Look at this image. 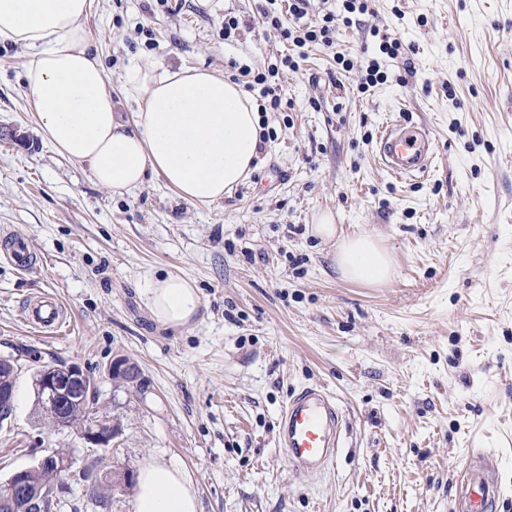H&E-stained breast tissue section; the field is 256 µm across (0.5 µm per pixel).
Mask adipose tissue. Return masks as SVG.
I'll use <instances>...</instances> for the list:
<instances>
[{"instance_id":"obj_1","label":"adipose tissue","mask_w":512,"mask_h":512,"mask_svg":"<svg viewBox=\"0 0 512 512\" xmlns=\"http://www.w3.org/2000/svg\"><path fill=\"white\" fill-rule=\"evenodd\" d=\"M92 0H0V40L30 48L24 93L39 131L63 157L87 165L93 181L114 193L139 189L147 173L163 178L191 204L223 199L249 177L261 124L240 85L204 68L133 66L127 91L143 106L133 124L119 120L110 80L92 48ZM340 276L380 284L393 273L378 241H340ZM153 319L177 329L197 321L201 299L192 280L167 273L144 293ZM135 512H200L196 489L178 464L140 470Z\"/></svg>"}]
</instances>
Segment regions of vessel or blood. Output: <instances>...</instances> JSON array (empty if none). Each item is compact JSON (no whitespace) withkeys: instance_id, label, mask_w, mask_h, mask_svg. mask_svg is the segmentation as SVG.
<instances>
[{"instance_id":"b4317fda","label":"vessel or blood","mask_w":512,"mask_h":512,"mask_svg":"<svg viewBox=\"0 0 512 512\" xmlns=\"http://www.w3.org/2000/svg\"><path fill=\"white\" fill-rule=\"evenodd\" d=\"M378 153L395 177L428 173L435 158L434 140L420 123L390 122L378 136ZM7 259L18 270H27L28 243L22 236L6 234ZM62 303L48 294L29 304L28 321L37 328L59 330ZM344 417L334 394L319 384L292 393L276 428V443L286 453L288 465L300 476L323 473L338 456L343 440ZM502 486L481 453H473L456 490L452 512H500Z\"/></svg>"}]
</instances>
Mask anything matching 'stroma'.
<instances>
[{
	"mask_svg": "<svg viewBox=\"0 0 512 512\" xmlns=\"http://www.w3.org/2000/svg\"><path fill=\"white\" fill-rule=\"evenodd\" d=\"M288 0H93L88 28L130 122L131 66L205 67L236 79L279 64L292 46L263 29ZM240 26L224 36V15ZM414 62L387 66L359 92L381 38ZM281 67L282 109L250 176L214 204H190L157 176L132 194L94 185L86 166L37 132L24 94L32 59L0 40V228L24 236L32 263L0 255V355L18 354L12 417L0 423V483L45 453H71L93 476L177 463L201 512H450L472 451L493 459L512 512V0H370L334 49L310 46ZM345 56L350 69L337 65ZM425 123L438 160L396 179L376 138L388 121ZM336 219V237L312 228ZM367 234L390 254L382 284L341 278L337 240ZM194 281L197 322L162 327L143 292L166 273ZM54 294L68 326L25 320ZM138 373L129 391L108 374ZM76 364L95 379L92 415L114 419L113 448L48 428L40 366ZM333 393L345 447L320 475L294 474L275 440L291 393ZM134 491L96 506L72 486L56 512H133Z\"/></svg>",
	"mask_w": 512,
	"mask_h": 512,
	"instance_id": "1",
	"label": "stroma"
}]
</instances>
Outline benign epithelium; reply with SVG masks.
<instances>
[{"label":"benign epithelium","instance_id":"obj_1","mask_svg":"<svg viewBox=\"0 0 512 512\" xmlns=\"http://www.w3.org/2000/svg\"><path fill=\"white\" fill-rule=\"evenodd\" d=\"M88 376L76 364L43 369L37 379L35 391L43 411L54 422L57 429L68 427L63 413L66 401L77 398L89 390ZM118 435L116 424L103 417L92 426L79 430V437L99 448L112 447V440ZM72 457L60 450H53L37 463L36 470L45 473L46 480L35 486L27 479L30 469L23 468L14 472L6 484L0 487V505L16 498H25L29 502V512H41V504L49 498L59 495L69 488V479L73 474Z\"/></svg>","mask_w":512,"mask_h":512}]
</instances>
